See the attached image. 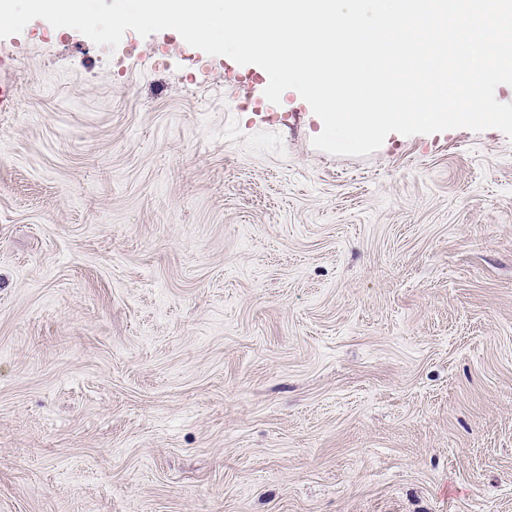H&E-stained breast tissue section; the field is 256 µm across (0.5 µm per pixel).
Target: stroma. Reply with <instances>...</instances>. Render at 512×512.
Returning <instances> with one entry per match:
<instances>
[{"label":"stroma","mask_w":512,"mask_h":512,"mask_svg":"<svg viewBox=\"0 0 512 512\" xmlns=\"http://www.w3.org/2000/svg\"><path fill=\"white\" fill-rule=\"evenodd\" d=\"M267 84L0 39V512H512V139Z\"/></svg>","instance_id":"1"}]
</instances>
